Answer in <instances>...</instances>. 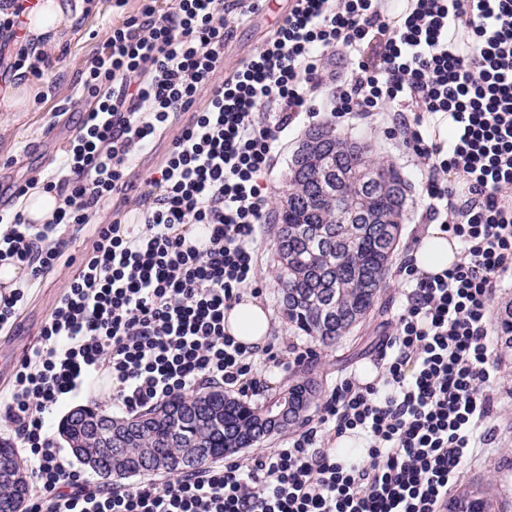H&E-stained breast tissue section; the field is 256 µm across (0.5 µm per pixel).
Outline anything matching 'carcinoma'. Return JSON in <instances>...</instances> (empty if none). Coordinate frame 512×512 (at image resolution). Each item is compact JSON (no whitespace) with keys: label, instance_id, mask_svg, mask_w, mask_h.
Listing matches in <instances>:
<instances>
[{"label":"carcinoma","instance_id":"cac0c4a2","mask_svg":"<svg viewBox=\"0 0 512 512\" xmlns=\"http://www.w3.org/2000/svg\"><path fill=\"white\" fill-rule=\"evenodd\" d=\"M285 202L276 211L275 274L288 322L311 340L331 346L347 335L375 307L396 250L405 216L407 182L393 164L376 156L368 142L341 134L331 124L310 129L288 165ZM498 341L512 349V304L500 316ZM321 384L312 369L274 393L288 402V424L305 420L316 405ZM269 403L250 406L223 390L208 387L155 404L139 413L146 419L112 420V435L89 426L99 415L91 406L71 412L63 435L75 450L117 479L154 474L161 458L171 475L195 470L226 448L263 443L272 428ZM112 455H107V447ZM18 471L29 467L16 448L0 440ZM448 512H495L494 497L472 483L448 499Z\"/></svg>","mask_w":512,"mask_h":512}]
</instances>
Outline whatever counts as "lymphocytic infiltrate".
I'll return each mask as SVG.
<instances>
[{
	"mask_svg": "<svg viewBox=\"0 0 512 512\" xmlns=\"http://www.w3.org/2000/svg\"><path fill=\"white\" fill-rule=\"evenodd\" d=\"M267 0H141L112 26L81 73L84 111L49 174L14 186L0 208V262L39 280L91 230L92 244L0 395L19 452L35 464L27 512H445L460 467L496 440L488 314L512 273V0H292L261 49L224 66L235 28ZM349 49L330 115L387 108L393 134L421 159L431 223L458 238L460 262L423 276L404 265V303L382 339L376 382L341 376L315 425L284 447L127 489L97 483L46 425L64 396L106 377L113 411L221 385L256 387L253 352L224 329L244 293L259 296L256 249L268 221L263 179L280 136L318 117L324 57ZM221 82H214L215 74ZM184 124H177L181 113ZM449 113L448 143L429 118ZM177 127L134 220L100 224L101 202L124 203L130 160ZM56 195L51 219L29 223L31 190ZM369 441L345 465L326 439Z\"/></svg>",
	"mask_w": 512,
	"mask_h": 512,
	"instance_id": "f902f5d3",
	"label": "lymphocytic infiltrate"
}]
</instances>
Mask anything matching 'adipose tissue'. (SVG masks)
Segmentation results:
<instances>
[{
  "instance_id": "ef3b65f1",
  "label": "adipose tissue",
  "mask_w": 512,
  "mask_h": 512,
  "mask_svg": "<svg viewBox=\"0 0 512 512\" xmlns=\"http://www.w3.org/2000/svg\"><path fill=\"white\" fill-rule=\"evenodd\" d=\"M84 8V0H36L22 14L21 38L39 50L59 47ZM409 257L418 272L439 273L457 262V240L439 225H430ZM224 328L240 343L262 348L269 339V313L246 295L225 313Z\"/></svg>"
}]
</instances>
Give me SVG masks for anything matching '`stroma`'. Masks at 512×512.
<instances>
[{
  "instance_id": "35a3bbf8",
  "label": "stroma",
  "mask_w": 512,
  "mask_h": 512,
  "mask_svg": "<svg viewBox=\"0 0 512 512\" xmlns=\"http://www.w3.org/2000/svg\"><path fill=\"white\" fill-rule=\"evenodd\" d=\"M140 7L139 0H128L123 8H116L114 0H88L84 13L68 32L65 42L55 55L52 67L41 74H24L32 90V103L25 112H0V189L16 182L49 173L68 141L75 135L80 113L85 102L76 95L79 71L86 60L98 49L108 31L122 23ZM288 11V0H270L262 11L235 32L234 42L224 59L226 67L260 48L277 23ZM353 64L346 48L339 47L327 55L324 82L317 91V101L323 113L320 122H334L337 131L348 135H362L374 147L381 160L392 163L408 183L405 211L407 220L397 251L389 267L386 286L380 293L377 308L350 334L331 347H314L316 356L310 365L317 375L323 395H330L337 378L356 372L363 373L374 361L375 348L381 336L390 328L396 307L405 286L400 268L413 239L422 237L428 224L426 201L422 191V167L417 157L398 139L388 136L386 127L391 114L365 115L358 112L338 120L328 115L335 78L350 75ZM176 128L164 131L154 148L137 155L132 161L133 188L130 201L150 189L148 180L164 160L167 148L176 135ZM262 293L260 302L271 315L269 339L285 360L311 341L284 316L280 306V285L275 277L277 254L271 231H264L257 256ZM71 275L67 266H59L43 280L32 284L21 326L12 336L0 335V390L7 387L12 375L10 361L16 360L23 349L32 344L39 328L51 312L56 299ZM512 304V278L504 279L490 313L488 348L490 362L497 366L499 381L493 389L497 407L498 439L494 451L487 457L465 465L458 478L459 484L482 483L490 487L498 512H512V349L497 343L499 319L505 306Z\"/></svg>"
}]
</instances>
